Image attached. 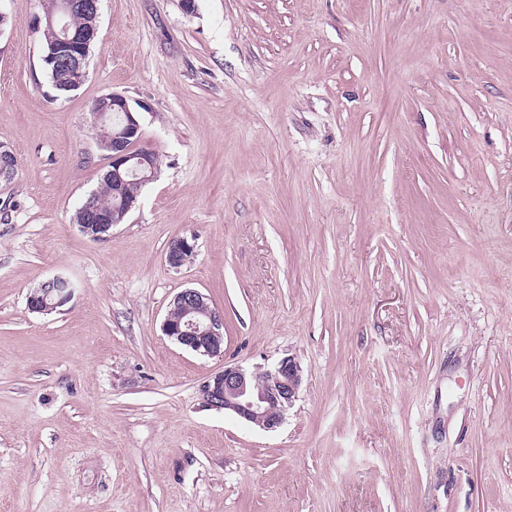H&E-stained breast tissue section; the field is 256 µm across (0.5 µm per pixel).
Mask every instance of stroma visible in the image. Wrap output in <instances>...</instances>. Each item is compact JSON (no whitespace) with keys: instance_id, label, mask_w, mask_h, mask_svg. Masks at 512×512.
Returning <instances> with one entry per match:
<instances>
[{"instance_id":"obj_1","label":"stroma","mask_w":512,"mask_h":512,"mask_svg":"<svg viewBox=\"0 0 512 512\" xmlns=\"http://www.w3.org/2000/svg\"><path fill=\"white\" fill-rule=\"evenodd\" d=\"M0 10V512H512V0H101L62 97ZM112 92L158 171L93 240ZM186 288L223 356L163 334ZM288 356L276 430L205 405ZM194 255V241L181 237L170 242L166 252V261L171 268L178 270L189 262ZM72 296V289L66 293L54 294L48 288H35L28 296V305L31 310L45 308L43 311L54 309L56 306L69 301Z\"/></svg>"}]
</instances>
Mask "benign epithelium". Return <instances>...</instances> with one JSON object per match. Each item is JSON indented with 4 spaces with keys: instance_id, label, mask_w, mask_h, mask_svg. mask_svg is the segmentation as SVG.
Wrapping results in <instances>:
<instances>
[{
    "instance_id": "obj_1",
    "label": "benign epithelium",
    "mask_w": 512,
    "mask_h": 512,
    "mask_svg": "<svg viewBox=\"0 0 512 512\" xmlns=\"http://www.w3.org/2000/svg\"><path fill=\"white\" fill-rule=\"evenodd\" d=\"M48 26L57 28L53 58L80 68L85 61L89 45L95 36L91 29L72 33L64 23L66 16L75 10H86L99 14V0H40ZM119 112L122 121L112 132H97L96 144L108 143L112 169V183L120 186L124 176L136 171L147 183L155 175L156 167L152 155L146 149H135L142 137L141 125L131 111L126 98L112 92L97 98L92 106L96 127L106 123L108 113ZM16 159L9 147L0 144V178L8 180L14 174ZM90 229L94 237L111 228L110 219L88 210ZM195 255L194 241L186 237L170 242L166 261L173 269H180ZM72 291L53 293L46 288H35L28 296L30 309L51 310L70 300ZM164 335L193 352L216 357L224 353V316L213 308L207 296L195 288H186L177 293L162 324ZM302 384V370L290 358L281 359L272 370L248 371L240 366H226L205 381L201 394L205 403L215 410L232 412L246 422L265 431L278 428L293 402L297 399Z\"/></svg>"
}]
</instances>
